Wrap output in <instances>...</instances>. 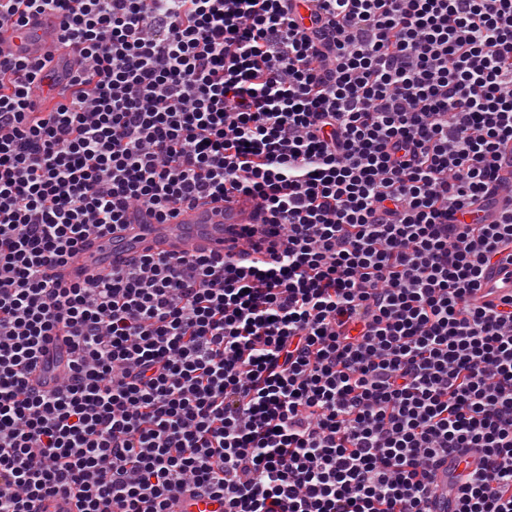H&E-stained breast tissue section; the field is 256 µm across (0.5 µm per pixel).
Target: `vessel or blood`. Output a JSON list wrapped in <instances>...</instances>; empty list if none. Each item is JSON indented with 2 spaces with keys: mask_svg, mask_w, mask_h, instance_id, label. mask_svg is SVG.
<instances>
[{
  "mask_svg": "<svg viewBox=\"0 0 512 512\" xmlns=\"http://www.w3.org/2000/svg\"><path fill=\"white\" fill-rule=\"evenodd\" d=\"M59 21L55 15L43 13L29 16L22 25L0 26V57L37 59L52 55V72L36 92V109L52 111L55 107V84L65 82L77 66L75 56L58 46ZM263 216L251 203L232 199L207 198L179 209L168 223L158 224L142 213L134 214L128 224L113 232L90 238L78 258L57 267L56 272L67 281H82L125 264L143 253L152 252L181 256L220 253L239 258L238 231L244 224H262ZM66 350L53 347L51 358L38 372L42 384L53 385L63 374ZM174 512H222L218 501L188 495Z\"/></svg>",
  "mask_w": 512,
  "mask_h": 512,
  "instance_id": "vessel-or-blood-1",
  "label": "vessel or blood"
}]
</instances>
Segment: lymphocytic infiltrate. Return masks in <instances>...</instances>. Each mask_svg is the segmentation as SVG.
Segmentation results:
<instances>
[{
  "label": "lymphocytic infiltrate",
  "instance_id": "1",
  "mask_svg": "<svg viewBox=\"0 0 512 512\" xmlns=\"http://www.w3.org/2000/svg\"><path fill=\"white\" fill-rule=\"evenodd\" d=\"M0 512H512V0H0ZM245 197L242 259L49 280L132 207ZM481 214L480 223L467 216ZM64 334L66 374L34 371ZM58 34V18L48 13L31 15L23 25L0 26V57L37 59L53 53L52 72L35 92L36 112L54 109V85L65 82L67 74L77 66L72 53L58 48ZM221 504L206 497H195L187 494L172 510L174 512H223Z\"/></svg>",
  "mask_w": 512,
  "mask_h": 512
}]
</instances>
